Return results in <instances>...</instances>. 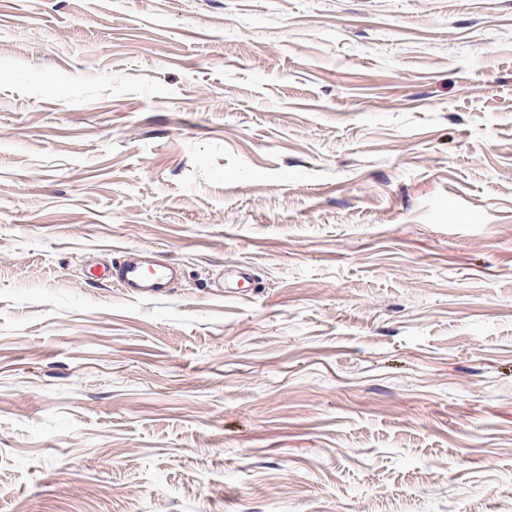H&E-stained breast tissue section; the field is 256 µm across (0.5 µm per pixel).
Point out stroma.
Instances as JSON below:
<instances>
[{
  "instance_id": "obj_1",
  "label": "stroma",
  "mask_w": 512,
  "mask_h": 512,
  "mask_svg": "<svg viewBox=\"0 0 512 512\" xmlns=\"http://www.w3.org/2000/svg\"><path fill=\"white\" fill-rule=\"evenodd\" d=\"M509 485L512 0H0V512ZM104 280L122 288L126 295L163 298L175 284L176 264L136 251H127L119 261L102 267Z\"/></svg>"
}]
</instances>
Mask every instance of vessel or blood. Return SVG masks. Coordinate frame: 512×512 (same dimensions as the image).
I'll use <instances>...</instances> for the list:
<instances>
[{
	"label": "vessel or blood",
	"instance_id": "1",
	"mask_svg": "<svg viewBox=\"0 0 512 512\" xmlns=\"http://www.w3.org/2000/svg\"><path fill=\"white\" fill-rule=\"evenodd\" d=\"M178 272L174 262L128 251L103 267L102 277L135 297L163 298L172 290Z\"/></svg>",
	"mask_w": 512,
	"mask_h": 512
}]
</instances>
